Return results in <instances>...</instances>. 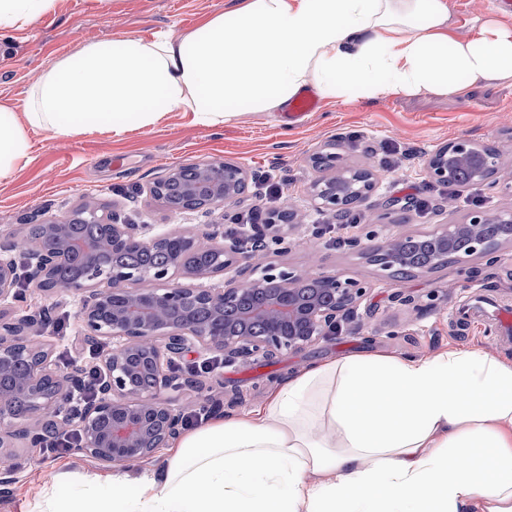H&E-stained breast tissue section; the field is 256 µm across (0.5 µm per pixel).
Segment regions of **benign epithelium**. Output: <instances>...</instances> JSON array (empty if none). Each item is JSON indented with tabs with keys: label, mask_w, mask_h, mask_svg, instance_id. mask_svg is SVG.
Instances as JSON below:
<instances>
[{
	"label": "benign epithelium",
	"mask_w": 512,
	"mask_h": 512,
	"mask_svg": "<svg viewBox=\"0 0 512 512\" xmlns=\"http://www.w3.org/2000/svg\"><path fill=\"white\" fill-rule=\"evenodd\" d=\"M313 165L331 175L311 184L315 207L336 221L350 214L369 191L372 173L339 164L337 152H321ZM499 168L497 152L461 140L440 148L428 161L431 180L446 184L458 173L472 182L487 181ZM173 169L149 188L175 213L236 204L248 187L245 168L230 161L197 166V176ZM293 206L278 211L274 223L252 225V242H271L288 249L284 225H296ZM498 223L489 229L488 222ZM88 221L104 227L103 238L86 243L73 238L70 223ZM435 241L428 262L404 251L406 236L389 238L370 261L382 271L408 276L437 269L452 259L481 256L491 262L512 244V213H472L462 224L421 234ZM166 247L169 261L149 269L104 262L126 248ZM246 251L236 238L199 237L193 231H160L155 224H121L114 214L96 207L33 224L23 233L0 232V311L26 298L27 288L80 294V344L96 347L112 341L104 359L106 375L100 395L79 416L61 415L68 395L83 378L74 367L59 373L46 344L36 340L41 321L33 315L6 319L0 314V447L12 439L42 448L66 427L77 429L79 451L95 460L121 464L148 458L180 434L183 416L161 397L182 385L168 373L185 355L220 349L228 358L268 357L281 350H299L336 333L366 293L360 283L310 268L293 271L275 265L261 270L240 264ZM224 276V285L205 281ZM151 282L153 288L138 284Z\"/></svg>",
	"instance_id": "obj_1"
}]
</instances>
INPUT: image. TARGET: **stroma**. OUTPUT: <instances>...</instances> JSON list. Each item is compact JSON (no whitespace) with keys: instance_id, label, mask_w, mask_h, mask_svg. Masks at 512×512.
Instances as JSON below:
<instances>
[{"instance_id":"stroma-1","label":"stroma","mask_w":512,"mask_h":512,"mask_svg":"<svg viewBox=\"0 0 512 512\" xmlns=\"http://www.w3.org/2000/svg\"><path fill=\"white\" fill-rule=\"evenodd\" d=\"M225 0H56L39 16L0 29V101L23 107L37 75L82 45L126 34L150 40L165 32L178 37L224 9ZM468 139L500 154L498 172L479 186L477 205L456 199L454 187L431 182L428 158L450 142ZM32 163L0 181V230L19 231L51 216L92 204L115 212L126 224H159L182 230L220 224L223 208L210 213L170 212L148 187L180 165L226 160L249 174L238 213L263 214L295 202L302 222L291 232L288 251L270 248L262 264L293 270L317 265L326 274L368 284L352 316L336 335L299 350L264 359L226 361L203 375L202 386L170 397L173 407L198 401L232 416L262 404L288 375L327 358L385 354L427 357L448 347H474L491 356L512 357V338L496 330V306L512 307V246L499 259L480 257L448 263L430 272L389 278L367 253L389 236L421 234L460 224L473 208L512 211V80L466 82L457 95H398L374 99L321 100L303 122L288 125L279 112H247L216 127L192 124L189 115L168 113L154 127L116 137L107 131L58 136L31 135ZM335 144L343 163L374 173V187L355 206L360 246L342 242L331 215L316 212L309 187L317 172L312 157ZM428 210H421L420 201ZM78 301L65 291L35 293L24 311L50 312L41 336L59 369L87 366L78 347ZM17 472L0 512H32L43 490L65 495L106 467L81 453L43 456L20 440L9 448Z\"/></svg>"}]
</instances>
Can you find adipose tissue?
Segmentation results:
<instances>
[{
  "label": "adipose tissue",
  "mask_w": 512,
  "mask_h": 512,
  "mask_svg": "<svg viewBox=\"0 0 512 512\" xmlns=\"http://www.w3.org/2000/svg\"><path fill=\"white\" fill-rule=\"evenodd\" d=\"M447 0H231L195 30L84 45L0 103V180L31 130L122 135L173 111L217 126L327 100L512 79V27L449 37ZM35 512H512V359L478 349L328 358L254 410L187 429L156 469L97 474Z\"/></svg>",
  "instance_id": "obj_1"
}]
</instances>
